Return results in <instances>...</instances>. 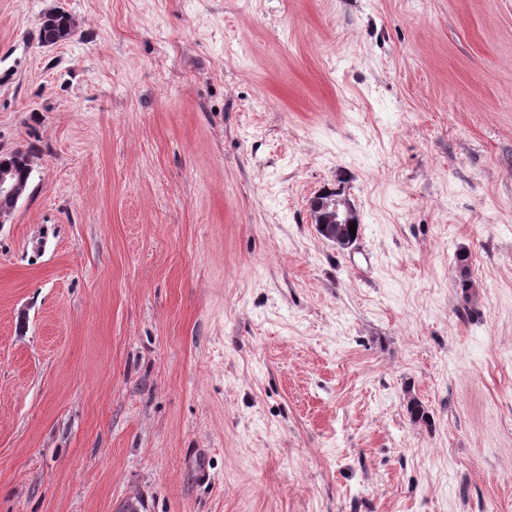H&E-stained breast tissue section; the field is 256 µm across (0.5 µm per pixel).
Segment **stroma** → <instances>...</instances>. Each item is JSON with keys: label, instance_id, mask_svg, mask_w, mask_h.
I'll use <instances>...</instances> for the list:
<instances>
[{"label": "stroma", "instance_id": "35a3bbf8", "mask_svg": "<svg viewBox=\"0 0 512 512\" xmlns=\"http://www.w3.org/2000/svg\"><path fill=\"white\" fill-rule=\"evenodd\" d=\"M32 143L0 512H512V0H0ZM62 28H65L70 36L77 29V21L69 12H63L61 15L53 18L52 22L44 21L41 23L38 34L39 43L44 45L47 41L60 37L62 35ZM326 194L328 193L321 192L311 201V207L322 209L326 214L320 224L318 221L321 219L322 213L312 212L316 232L336 246L342 249L348 248L357 240L356 236H352L349 231L351 224L356 222V234L357 224H359L356 209L340 192L336 191V196L328 198L324 197Z\"/></svg>", "mask_w": 512, "mask_h": 512}]
</instances>
